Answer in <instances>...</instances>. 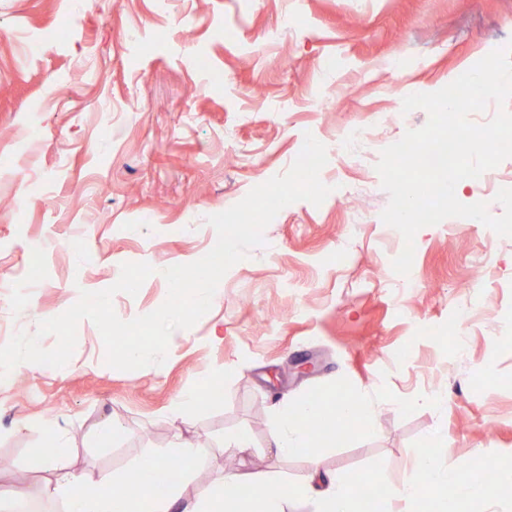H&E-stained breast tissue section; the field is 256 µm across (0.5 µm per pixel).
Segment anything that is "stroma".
I'll return each instance as SVG.
<instances>
[{
    "label": "stroma",
    "mask_w": 512,
    "mask_h": 512,
    "mask_svg": "<svg viewBox=\"0 0 512 512\" xmlns=\"http://www.w3.org/2000/svg\"><path fill=\"white\" fill-rule=\"evenodd\" d=\"M512 43V0H0V336L35 333L81 291L112 286L125 262L154 272L137 295L116 293L119 318L150 313L168 293L164 269L217 241L207 216L285 173L305 133L333 146L349 125L378 148L428 121L403 112L402 87L437 91ZM87 81L72 86L75 71ZM321 205L284 207L264 243L232 266L210 310L172 333L163 364L121 371L88 320L66 366H15L0 383V470L28 472L29 512H62L29 462L54 421L68 465L124 473L182 437L206 442L207 466L184 485L201 493L225 474L270 468L289 512H316L319 476L366 475L359 512H397L415 459L434 454L467 474L512 466V237L448 218L415 236L405 284L392 261L402 236L374 164L329 154ZM486 180L455 189L465 204L503 212ZM481 291L463 344L455 308ZM470 303V302H469ZM309 360L312 373L288 372ZM233 361L220 397L172 419L183 389ZM286 395L320 403L365 397L374 430L320 440L317 458L278 457L271 417ZM439 404H429L430 396ZM409 409H400V402ZM115 422L110 446L98 429ZM248 430L247 457L224 450Z\"/></svg>",
    "instance_id": "35a3bbf8"
}]
</instances>
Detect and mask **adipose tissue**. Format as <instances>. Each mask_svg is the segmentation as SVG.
<instances>
[{"instance_id": "1", "label": "adipose tissue", "mask_w": 512, "mask_h": 512, "mask_svg": "<svg viewBox=\"0 0 512 512\" xmlns=\"http://www.w3.org/2000/svg\"><path fill=\"white\" fill-rule=\"evenodd\" d=\"M322 415L336 420L355 421L360 429H373L372 409L362 400L329 401L320 406L303 400L283 398L272 420V446L284 456H309L315 441L299 428V421ZM68 446L50 442L40 457L46 473L44 494L64 503V512H116L114 491L121 480L108 471L90 479L72 470L66 463ZM204 451L196 442L181 441L169 448H158L134 468L131 478L134 491L126 499L124 512H286L284 499L275 493L279 475L272 469L251 470L227 475L194 499L183 500L176 484L167 480L171 464H178L182 473L200 469ZM414 478L408 479L400 497L414 503L423 493H430L431 512H457L461 499L473 498L494 505L496 487L440 467L431 454L417 459Z\"/></svg>"}]
</instances>
